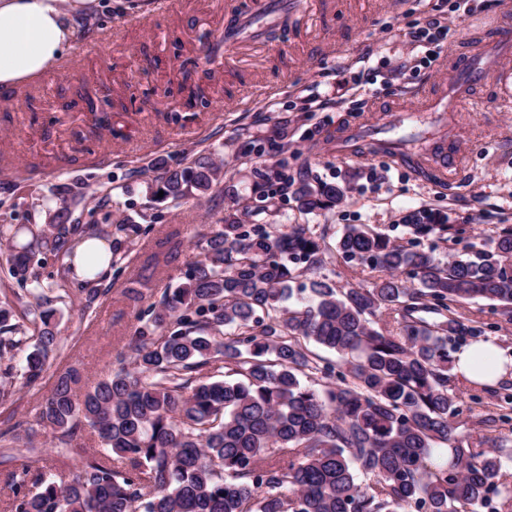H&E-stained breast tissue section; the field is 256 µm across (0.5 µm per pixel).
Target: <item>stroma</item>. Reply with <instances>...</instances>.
<instances>
[{
	"instance_id": "1",
	"label": "stroma",
	"mask_w": 512,
	"mask_h": 512,
	"mask_svg": "<svg viewBox=\"0 0 512 512\" xmlns=\"http://www.w3.org/2000/svg\"><path fill=\"white\" fill-rule=\"evenodd\" d=\"M233 3L251 13L263 6L262 0H112L80 17L72 56L57 71L0 94V224L26 223L43 196L79 179L80 223L127 218L152 227L146 235L123 234L126 258L108 274V292L92 316L82 315L75 297L59 307L63 350L35 385L0 406V433L20 422L39 443L0 456V512L13 497L10 472L27 466L70 475L99 457L102 444L87 430L58 454L39 424L42 397L67 366L80 367L92 383L129 365L138 310L126 288L146 278L145 292L156 302L184 282L208 225L230 215L281 232L307 224L332 245L346 225L365 224L445 262L466 244L490 247L497 225L512 224V57L495 58L471 105L423 117L435 138L461 152L456 185L436 184L383 154L337 155L332 142L366 122L398 123L400 104L448 85L452 54L487 44L492 27L512 24V0H301L283 37L224 44L206 62L203 49L223 33ZM428 19L449 25L454 35L435 71L423 76L405 33ZM185 78L205 88L210 106L190 93L174 94ZM85 89L111 98L109 125H96L76 104ZM360 99L365 106L354 111ZM202 151L224 164L218 190L178 206L157 201L151 161L174 167ZM281 172L338 183L346 197L334 209L301 213L293 195L275 192ZM108 192L123 211L106 215L99 202ZM421 211L461 227V243L412 241L406 222ZM458 315L462 328L449 339V354L490 341L512 358V318L499 307L479 301ZM454 391L457 436L483 450L502 446L501 473L512 481V372L484 388L459 380Z\"/></svg>"
}]
</instances>
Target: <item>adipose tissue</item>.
Here are the masks:
<instances>
[{
    "instance_id": "obj_1",
    "label": "adipose tissue",
    "mask_w": 512,
    "mask_h": 512,
    "mask_svg": "<svg viewBox=\"0 0 512 512\" xmlns=\"http://www.w3.org/2000/svg\"><path fill=\"white\" fill-rule=\"evenodd\" d=\"M0 0V92L6 93L43 77L68 59L78 36L74 14L89 11L98 0ZM500 357L496 344H471L455 357V371L468 380L496 382L501 371L485 373L479 358Z\"/></svg>"
}]
</instances>
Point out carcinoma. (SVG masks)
I'll use <instances>...</instances> for the list:
<instances>
[{
  "mask_svg": "<svg viewBox=\"0 0 512 512\" xmlns=\"http://www.w3.org/2000/svg\"><path fill=\"white\" fill-rule=\"evenodd\" d=\"M221 166L206 154L161 167L156 191L175 204L201 199L220 182ZM345 188L301 182V211L331 209ZM82 198L43 204L45 222L0 224L8 274L32 302L13 323L0 302V356L24 343L26 384L36 383L57 357L61 337L53 318L71 298L69 272L85 239L78 285L85 314L101 287L97 267L123 260L112 229L146 234L140 224L71 223ZM413 238L457 242L453 224L408 225ZM186 280L159 302L138 288L129 346L133 368L108 372L83 396L78 371L59 372L43 396L39 421L65 450L89 427L105 449L127 456L132 469L86 463L68 481L43 475L37 491L12 474L10 512H471L500 477L498 451H478L458 439L452 419L448 338L460 330L458 308L470 300L497 303L512 315V225L497 228L493 247L469 250L443 264L392 243L362 225H348L335 249L308 225L271 233L227 218L197 243ZM61 261L46 280L40 254ZM380 273L372 288L338 289L326 279L300 278L334 256ZM398 328L377 326L380 309ZM438 316L429 322L423 314ZM314 343L336 353L327 361ZM234 376L218 378L221 370ZM317 375L318 390L301 378ZM5 448L33 447L32 434H0ZM372 479L363 487L358 476Z\"/></svg>",
  "mask_w": 512,
  "mask_h": 512,
  "instance_id": "obj_1",
  "label": "carcinoma"
}]
</instances>
